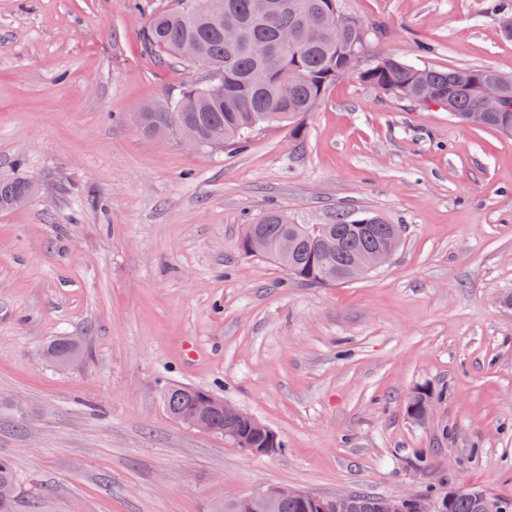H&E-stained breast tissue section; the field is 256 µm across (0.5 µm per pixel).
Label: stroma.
Returning <instances> with one entry per match:
<instances>
[{
  "instance_id": "obj_1",
  "label": "stroma",
  "mask_w": 512,
  "mask_h": 512,
  "mask_svg": "<svg viewBox=\"0 0 512 512\" xmlns=\"http://www.w3.org/2000/svg\"><path fill=\"white\" fill-rule=\"evenodd\" d=\"M174 0H0V458L17 512H216L228 493L475 488L512 502V136L351 75L245 146L194 149L134 124L209 75L147 49ZM371 52L512 74L495 0H345ZM406 228L390 264L332 287L239 248L270 209L337 207ZM60 336L84 353L61 369ZM210 390L281 443L251 455L174 419L163 389ZM434 407L407 413L414 391ZM33 186L26 180H13L0 182V209L9 210L19 208L24 204L20 201L28 199Z\"/></svg>"
}]
</instances>
